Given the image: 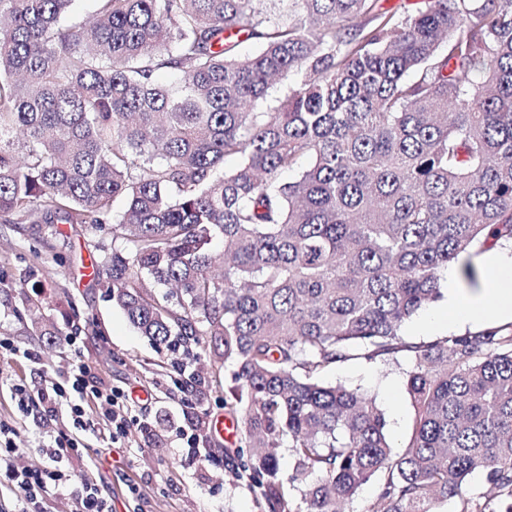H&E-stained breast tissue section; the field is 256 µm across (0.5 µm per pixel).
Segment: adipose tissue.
<instances>
[{"label":"adipose tissue","instance_id":"obj_1","mask_svg":"<svg viewBox=\"0 0 512 512\" xmlns=\"http://www.w3.org/2000/svg\"><path fill=\"white\" fill-rule=\"evenodd\" d=\"M483 262L488 277L482 288L471 291L448 282V320L490 323L512 318V255L496 249L486 253Z\"/></svg>","mask_w":512,"mask_h":512}]
</instances>
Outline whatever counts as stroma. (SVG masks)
<instances>
[{
	"label": "stroma",
	"instance_id": "1",
	"mask_svg": "<svg viewBox=\"0 0 512 512\" xmlns=\"http://www.w3.org/2000/svg\"><path fill=\"white\" fill-rule=\"evenodd\" d=\"M96 236L61 224L0 223V272L9 285L0 288V333L15 347L35 351L38 360L21 356L0 358V422L14 425V447L24 464L36 468L42 458L32 420H21L9 386L18 381L36 384L40 370L66 374L72 351L65 338L68 322L86 324L82 359L92 376L118 387L154 385L155 400L145 412L151 435L130 429L121 447L113 449L95 474L104 494L112 498L113 512H258L252 493L229 482L223 465L187 459L176 436L177 425L192 419L207 433L205 448L216 455L243 446L233 435L214 443L212 426L225 412L224 399L233 384L234 366L214 358L209 350L188 356L189 372L202 379L195 408H188L178 389L180 373L173 353L158 348L129 323L105 289L93 287L85 275ZM406 360L389 363L351 361L323 374L327 384L361 388L375 398L387 419L394 447L407 439L413 415L405 389Z\"/></svg>",
	"mask_w": 512,
	"mask_h": 512
}]
</instances>
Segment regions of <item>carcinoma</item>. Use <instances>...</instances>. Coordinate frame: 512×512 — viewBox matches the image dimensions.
Listing matches in <instances>:
<instances>
[{
	"instance_id": "obj_1",
	"label": "carcinoma",
	"mask_w": 512,
	"mask_h": 512,
	"mask_svg": "<svg viewBox=\"0 0 512 512\" xmlns=\"http://www.w3.org/2000/svg\"><path fill=\"white\" fill-rule=\"evenodd\" d=\"M73 2L0 0V219L112 236L93 286L156 345L235 363L224 464L260 512H346L371 481L369 512H512V324L401 334L449 265L474 286L471 255L512 242V0ZM401 358L396 452L320 376Z\"/></svg>"
}]
</instances>
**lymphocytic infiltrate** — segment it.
<instances>
[{
  "instance_id": "f902f5d3",
  "label": "lymphocytic infiltrate",
  "mask_w": 512,
  "mask_h": 512,
  "mask_svg": "<svg viewBox=\"0 0 512 512\" xmlns=\"http://www.w3.org/2000/svg\"><path fill=\"white\" fill-rule=\"evenodd\" d=\"M11 397L22 416L32 418L41 428L38 451L43 459L41 467H19V451L8 437V427L0 424V492L13 494L14 512H41L43 500L61 490L73 495L74 512H112L111 497L63 461L71 453L85 460L88 471L97 470L101 457L83 439V432L102 426L115 444L132 425L149 430V423L140 422L137 416L140 403L126 390L90 382L88 368L79 358L66 376L42 373L37 389L12 385Z\"/></svg>"
}]
</instances>
